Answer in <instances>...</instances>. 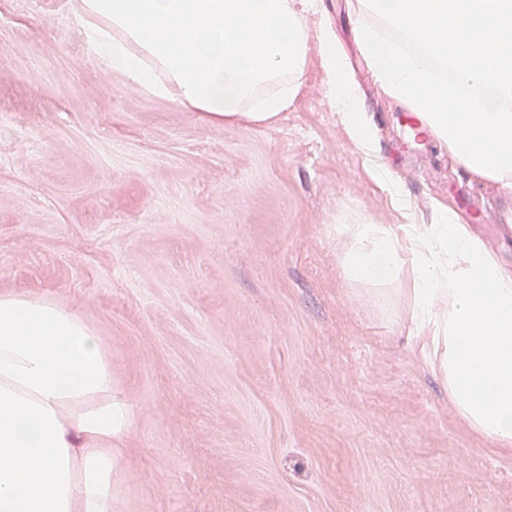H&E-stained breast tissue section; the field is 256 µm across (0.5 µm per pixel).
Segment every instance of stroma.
Masks as SVG:
<instances>
[{
	"label": "stroma",
	"mask_w": 512,
	"mask_h": 512,
	"mask_svg": "<svg viewBox=\"0 0 512 512\" xmlns=\"http://www.w3.org/2000/svg\"><path fill=\"white\" fill-rule=\"evenodd\" d=\"M410 203L332 107L317 48L271 125H213L90 56L66 0H0V293L104 340L129 410L112 512H512L488 450L388 318L342 277L340 224H434L464 187L512 271V191L478 181L374 81L357 0H322Z\"/></svg>",
	"instance_id": "stroma-1"
}]
</instances>
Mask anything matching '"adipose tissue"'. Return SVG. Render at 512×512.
Segmentation results:
<instances>
[{
    "label": "adipose tissue",
    "mask_w": 512,
    "mask_h": 512,
    "mask_svg": "<svg viewBox=\"0 0 512 512\" xmlns=\"http://www.w3.org/2000/svg\"><path fill=\"white\" fill-rule=\"evenodd\" d=\"M320 0H78L95 59L213 124L268 125L293 104L310 46L353 144L360 101ZM350 284L403 300L414 348L470 430L512 455V276L445 213L436 224H340ZM129 422L112 362L76 311L0 293V512H112V437Z\"/></svg>",
    "instance_id": "obj_1"
}]
</instances>
